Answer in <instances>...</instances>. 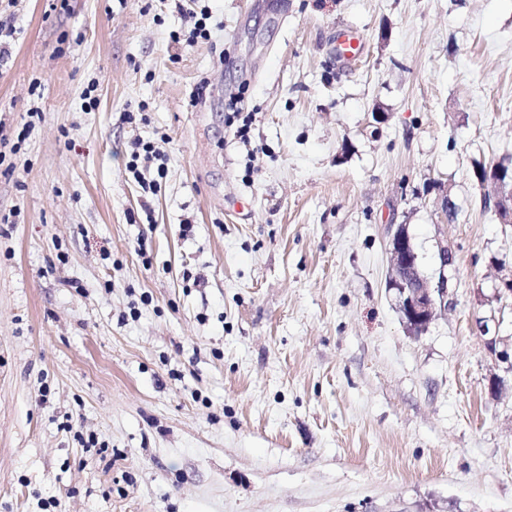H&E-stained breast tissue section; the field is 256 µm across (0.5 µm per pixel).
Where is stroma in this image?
<instances>
[{"label": "stroma", "instance_id": "1", "mask_svg": "<svg viewBox=\"0 0 512 512\" xmlns=\"http://www.w3.org/2000/svg\"><path fill=\"white\" fill-rule=\"evenodd\" d=\"M210 6L185 45L188 0H0V512H512V224L474 177L512 164V0ZM391 224L447 282L418 337ZM200 18L194 21L193 27L182 35V41L193 44L199 39L208 40L211 37L210 23L213 18L209 5L204 4L199 11ZM333 42V54L338 64L345 68L356 60L362 50V43L357 35L350 31H339ZM227 109L232 111L225 115V122L229 127H232L235 123L237 124L235 135L241 140L246 141L249 138L250 127L252 124L251 113L243 115L244 112L237 111V102L231 98L227 103ZM154 159H161V155L155 151L151 142H143V140L138 139L132 144L131 162L128 168L133 174L135 180H140L139 183H141L142 189L145 192L150 191L151 193H154L157 186H160V183L158 180H152L148 183L142 180L138 170V161L150 162Z\"/></svg>", "mask_w": 512, "mask_h": 512}]
</instances>
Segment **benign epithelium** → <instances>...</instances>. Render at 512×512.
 I'll return each mask as SVG.
<instances>
[{"mask_svg": "<svg viewBox=\"0 0 512 512\" xmlns=\"http://www.w3.org/2000/svg\"><path fill=\"white\" fill-rule=\"evenodd\" d=\"M489 183L495 187L494 206L502 223L511 224L512 185L507 187L498 179ZM389 230L390 287L396 292L397 309L407 332L418 337L428 331L437 308L448 303L447 288L442 281L432 288L423 276L407 225L391 224Z\"/></svg>", "mask_w": 512, "mask_h": 512, "instance_id": "7a95c632", "label": "benign epithelium"}]
</instances>
